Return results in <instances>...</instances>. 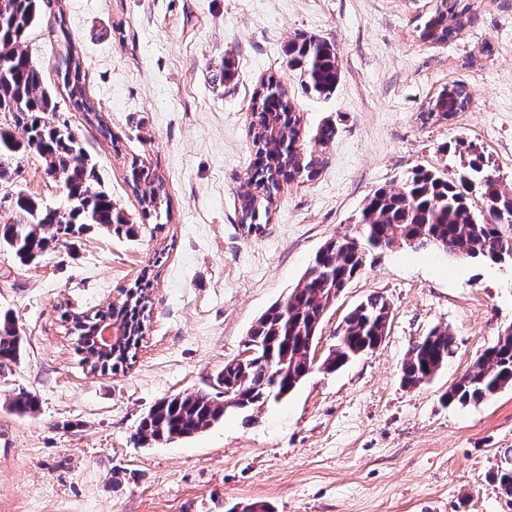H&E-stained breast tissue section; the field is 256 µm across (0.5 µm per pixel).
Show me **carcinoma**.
Wrapping results in <instances>:
<instances>
[{
    "label": "carcinoma",
    "instance_id": "obj_1",
    "mask_svg": "<svg viewBox=\"0 0 512 512\" xmlns=\"http://www.w3.org/2000/svg\"><path fill=\"white\" fill-rule=\"evenodd\" d=\"M45 0H0V112L11 115L14 129L0 127V162L12 161L20 153L34 152L45 162V174L66 190L64 213L56 216L29 196L19 195L14 208L25 215L23 224H0V245L8 247L22 264L42 257L57 242L98 229L116 235L134 233L125 213L105 189L97 165L84 154L65 122H51L47 115L56 110L53 95L44 87L40 69L23 49L30 29L40 17ZM470 21V9L463 0H440L425 22L420 38L446 43ZM288 66L299 75L304 91L319 97L334 93L341 79L336 47L317 35H295L288 41ZM62 85L74 107L93 112L85 96V74L78 57L67 51ZM466 87L453 90L443 102H434L452 116L468 107ZM250 133L256 148L252 182L262 194H248L241 206V218L250 225L267 217L271 190L283 181L314 179L321 167L319 151L301 153L300 117L294 112L283 86L271 76L254 95ZM453 152L467 155L462 171L451 178L445 172L416 168L409 172L398 190L379 188L369 196L361 213L362 238H331L324 244L302 282L272 305L252 325L245 345L254 351L249 360L270 363L275 382H262L258 367L234 360L224 364V378L217 384L224 390L179 393L155 403L141 418L139 438L145 441H173L189 438L224 420V401L240 398L241 411L262 406L289 394L313 365L319 327L327 308L362 271L360 253L385 240L393 246L432 235L442 240L448 254L459 252L470 258L492 262L512 260V238L502 226L512 229V190L501 188L495 169L472 144L457 141ZM163 197V184L154 179L141 192L142 220L160 221L162 213L154 203ZM151 281L137 284V298L126 308L135 337ZM390 304L372 293L351 310L337 332L329 352L330 364L339 368L358 350L369 352L384 336L383 319L390 316ZM24 340L13 317L0 311V369L21 359ZM454 351V338L434 330L418 340L401 367V383L415 386L440 371ZM512 386V334L500 336L474 362L471 370L445 394L451 403H478L499 390ZM11 407L19 415L37 411L38 399L29 391L13 396Z\"/></svg>",
    "mask_w": 512,
    "mask_h": 512
}]
</instances>
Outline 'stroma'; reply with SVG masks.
<instances>
[{"label":"stroma","instance_id":"35a3bbf8","mask_svg":"<svg viewBox=\"0 0 512 512\" xmlns=\"http://www.w3.org/2000/svg\"><path fill=\"white\" fill-rule=\"evenodd\" d=\"M439 0H51L26 48L113 202L138 234L93 230L29 265L0 249V310L25 351L0 376V512H512L493 475L512 457V387L479 403L442 395L512 325V262L396 247L370 254L328 308L313 367L286 399L244 422L238 410L197 436L141 446L140 417L159 399L210 389L245 352L247 331L301 281L318 249L358 236L363 203L418 167L446 173L476 145L512 189V0H469L473 21L452 42L420 39ZM336 47L342 76L316 98L288 66L296 34ZM83 60L86 93L110 131L74 111L56 67L66 45ZM231 66V80L219 78ZM275 77L313 135L330 123L314 179L282 184L266 224L239 221L254 158L249 126L262 79ZM463 82L470 106L424 112ZM156 174L170 218L141 223L131 166ZM58 206L65 190L37 154L0 181V224L18 222L17 192ZM150 273L149 321L132 365L92 372L61 312L107 306ZM383 294L381 344L323 369L346 315ZM448 330L455 351L432 380L406 388L413 344ZM38 409L19 415V390Z\"/></svg>","mask_w":512,"mask_h":512}]
</instances>
